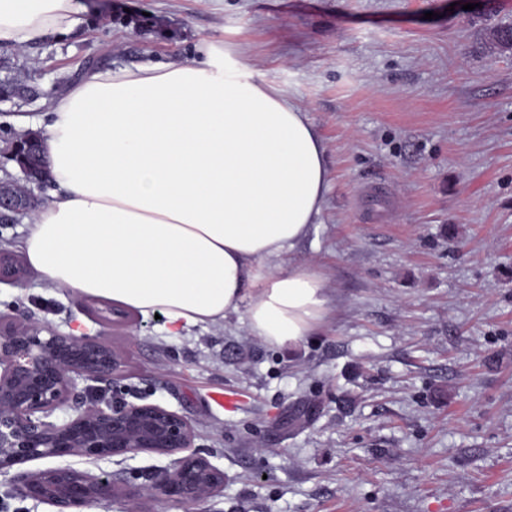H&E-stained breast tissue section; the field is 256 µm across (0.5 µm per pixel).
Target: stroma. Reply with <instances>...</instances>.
<instances>
[{
	"label": "stroma",
	"mask_w": 512,
	"mask_h": 512,
	"mask_svg": "<svg viewBox=\"0 0 512 512\" xmlns=\"http://www.w3.org/2000/svg\"><path fill=\"white\" fill-rule=\"evenodd\" d=\"M83 22L15 49L0 80V180L12 143L46 134L52 99L91 70L195 55L208 44L296 96L328 152L319 224L288 260L324 276L332 307L298 344L267 345L242 314L168 333L114 331L86 298L25 268L0 314L98 336L125 354L118 386L195 426L224 472L207 501L143 497L139 512H512V0H82ZM434 19H426V12ZM231 390L227 409L215 395ZM166 455L40 459L0 474L11 512H56L17 494L58 465L116 474L97 512L169 467Z\"/></svg>",
	"instance_id": "1"
}]
</instances>
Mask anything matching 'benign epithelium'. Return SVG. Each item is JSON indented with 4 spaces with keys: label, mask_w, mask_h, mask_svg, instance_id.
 <instances>
[{
    "label": "benign epithelium",
    "mask_w": 512,
    "mask_h": 512,
    "mask_svg": "<svg viewBox=\"0 0 512 512\" xmlns=\"http://www.w3.org/2000/svg\"><path fill=\"white\" fill-rule=\"evenodd\" d=\"M18 162L30 185L21 199L0 196V221L13 222L35 205L32 187L49 180L40 141L30 140ZM123 354L105 341L62 333L28 319L0 318V472L38 459L82 456L123 460L149 452L176 456L148 485L131 494L177 505L200 503L224 486V472L196 452V432L182 414L157 403L85 396L93 383L112 384L123 374ZM70 410L68 419L53 420ZM18 493L58 512H85L112 495V480L70 468H47L21 477Z\"/></svg>",
    "instance_id": "obj_1"
}]
</instances>
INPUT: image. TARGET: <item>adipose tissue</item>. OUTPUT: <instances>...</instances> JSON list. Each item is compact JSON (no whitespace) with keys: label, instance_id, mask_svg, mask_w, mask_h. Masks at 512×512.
Wrapping results in <instances>:
<instances>
[{"label":"adipose tissue","instance_id":"adipose-tissue-1","mask_svg":"<svg viewBox=\"0 0 512 512\" xmlns=\"http://www.w3.org/2000/svg\"><path fill=\"white\" fill-rule=\"evenodd\" d=\"M79 13L77 0H0V45L69 34ZM49 112L62 195L21 245L48 282L163 314L171 333L240 312L283 347L324 323L323 276L285 257L323 212L326 145L284 89L207 47L89 72Z\"/></svg>","mask_w":512,"mask_h":512}]
</instances>
